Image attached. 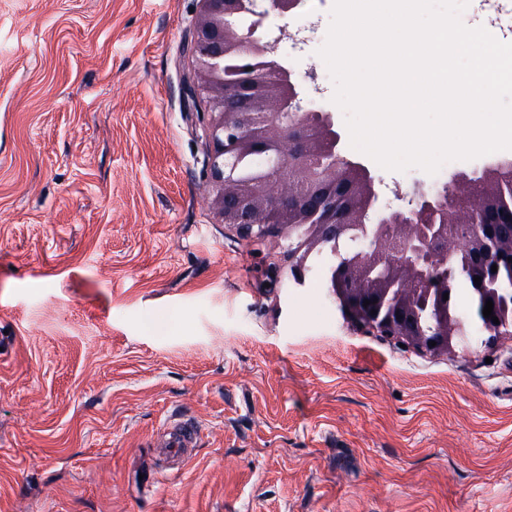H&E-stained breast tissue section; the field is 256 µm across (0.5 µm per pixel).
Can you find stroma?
Returning a JSON list of instances; mask_svg holds the SVG:
<instances>
[{
	"instance_id": "35a3bbf8",
	"label": "stroma",
	"mask_w": 512,
	"mask_h": 512,
	"mask_svg": "<svg viewBox=\"0 0 512 512\" xmlns=\"http://www.w3.org/2000/svg\"><path fill=\"white\" fill-rule=\"evenodd\" d=\"M334 0L263 33L367 165L381 209L430 175L352 149L318 49ZM198 0H0V512H512V338L420 354L353 327L323 253L218 223ZM194 421L192 461L154 449Z\"/></svg>"
}]
</instances>
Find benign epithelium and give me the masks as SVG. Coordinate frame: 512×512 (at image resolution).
Here are the masks:
<instances>
[{
    "instance_id": "1",
    "label": "benign epithelium",
    "mask_w": 512,
    "mask_h": 512,
    "mask_svg": "<svg viewBox=\"0 0 512 512\" xmlns=\"http://www.w3.org/2000/svg\"><path fill=\"white\" fill-rule=\"evenodd\" d=\"M200 2L189 49L195 62L194 78L186 91L192 96L203 93L207 103L203 124L209 145V204L222 223L236 227L246 237L287 241L284 260L300 275L299 251L288 243L290 232L305 229L308 245L315 248L333 240L349 225L309 219L288 223L300 210L310 213L313 208L311 195L298 192L296 181L288 179L285 171H300L302 182L312 185L334 183L336 175L356 172L365 181L370 206L378 199L374 180L361 162L340 155V135L333 131L329 114L311 110L299 113L298 120L288 121L284 99L295 100L298 95L286 68L273 77L267 72L247 74L246 79L259 87L250 110H225L224 55L241 47L251 52L254 43L246 42L228 22L224 0ZM316 151L330 152L333 163L314 169L309 157ZM251 156L261 157L268 167V178L261 183H243L233 176L237 161ZM488 185L497 191L512 186L511 159L494 161L479 173L457 171L432 193L418 186L412 192L410 209L393 210L379 218L378 224L386 231L376 233L348 263L344 274L329 285L345 318L369 334L417 352H450L463 343L466 336L453 302L454 288H441L430 279V263L436 258V266H445L458 240L470 253L485 249L488 225L471 221L451 226L448 216L474 211ZM481 292L493 301L497 318L512 315V307L506 303L511 289L483 288ZM366 300L370 301L367 306Z\"/></svg>"
}]
</instances>
